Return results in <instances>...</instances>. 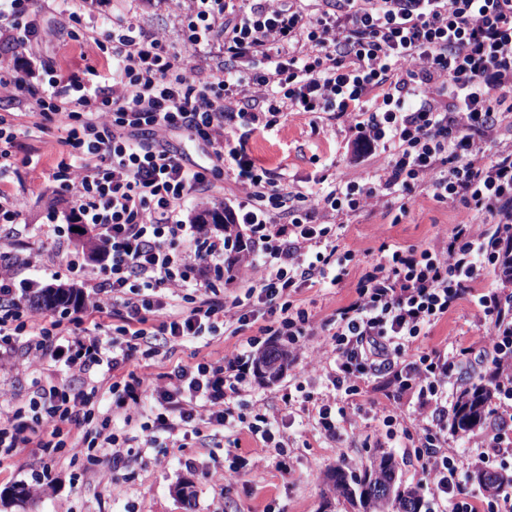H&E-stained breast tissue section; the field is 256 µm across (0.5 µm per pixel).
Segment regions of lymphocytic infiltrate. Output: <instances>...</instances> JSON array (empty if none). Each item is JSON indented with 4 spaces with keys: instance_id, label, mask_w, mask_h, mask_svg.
Instances as JSON below:
<instances>
[{
    "instance_id": "lymphocytic-infiltrate-1",
    "label": "lymphocytic infiltrate",
    "mask_w": 512,
    "mask_h": 512,
    "mask_svg": "<svg viewBox=\"0 0 512 512\" xmlns=\"http://www.w3.org/2000/svg\"><path fill=\"white\" fill-rule=\"evenodd\" d=\"M36 0H0V43L23 66L0 88L31 101L30 124L0 116V179L31 165L30 138L57 132L67 156L51 180L69 203L64 224L26 242L25 203L0 189V369L61 364L72 381L41 389L29 408L0 400V455L52 448L69 432L73 450L108 448L112 483L129 453L107 429L142 407L153 415L145 444L166 436L185 447L202 429L274 438L273 415L248 406L260 342L322 350L328 392L285 394L286 408L311 404V426L341 437L370 406L378 439L413 448L428 498L424 512H512V483L477 497L462 456L448 451L450 390L462 374L493 377L499 402H512V292L480 283L512 247V146L498 140L512 114V0H190L181 41L132 24L95 26L81 40L112 60V83L86 88L31 64L44 39ZM224 57L218 74L196 76L202 54ZM349 117L350 146L375 159V181L340 173L310 190L290 189L257 164L246 144L272 131L285 110ZM200 142L204 163H186L170 138ZM232 174L245 193L229 208L225 232L186 222L183 203ZM455 214L449 236L417 249L387 250L367 264L355 296L322 326L296 302L305 285L342 282L354 251L340 253L336 214L380 205L406 212L416 190ZM93 232L99 255L72 251L67 229ZM57 260L54 279L79 281L76 313L48 317L26 299L41 291L27 270ZM236 272L241 292L224 293ZM483 314L472 345L420 348L419 339L460 302ZM259 335L223 363L153 372L136 365L142 343L170 353L190 339ZM112 393L110 414L98 395ZM383 400H367V391ZM275 439V438H274ZM474 464L512 458V422L469 436Z\"/></svg>"
}]
</instances>
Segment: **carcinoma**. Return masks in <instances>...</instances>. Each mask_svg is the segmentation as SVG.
<instances>
[{"instance_id":"cac0c4a2","label":"carcinoma","mask_w":512,"mask_h":512,"mask_svg":"<svg viewBox=\"0 0 512 512\" xmlns=\"http://www.w3.org/2000/svg\"><path fill=\"white\" fill-rule=\"evenodd\" d=\"M78 301L74 288H47L34 297L36 306L45 311ZM256 364L266 374H279L288 365V353L283 349L263 350ZM495 390L493 380H481L465 389L456 401L453 414L454 430L462 435L490 424L488 405ZM398 462L388 453H378L367 462L341 465L330 475L329 494L341 497L351 505H360L362 512H421L422 495L418 487L397 483ZM471 480L490 492L502 481L497 474L477 472Z\"/></svg>"}]
</instances>
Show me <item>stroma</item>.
<instances>
[{
    "label": "stroma",
    "instance_id": "35a3bbf8",
    "mask_svg": "<svg viewBox=\"0 0 512 512\" xmlns=\"http://www.w3.org/2000/svg\"><path fill=\"white\" fill-rule=\"evenodd\" d=\"M186 7V0H108L104 7L95 0H77L74 12L46 13L45 21L55 34L42 42L37 54L53 60L60 78L89 77L94 84L106 86L112 76L104 58L84 57L79 45L82 26L91 16L134 22L176 45ZM347 139L346 119L322 122L311 114L292 112L278 130L254 137L250 147L290 185L306 191L318 180L330 182L343 172L362 184L371 181L374 164L355 161L347 150ZM35 147L41 155L37 167L23 168L21 178H8L5 188L24 198L27 223L48 224L63 211L46 188L62 148L50 138L41 139ZM336 221L342 226L341 250L375 252L384 243L406 250L428 242L448 231L454 215L421 193L398 221L381 208L340 214ZM361 267V262H349V274L339 286L325 289L313 284L300 290L297 301L315 324L325 323L336 306L350 298ZM478 320L474 306L462 305L423 344L433 347L449 340L468 346L475 338ZM239 342L236 336H202L173 354L155 357L153 363L157 370L168 371L179 364L220 362L225 351ZM315 358V353H305L273 380L252 378L248 401L275 412L283 409L284 394L296 384L318 395L325 393V378L312 367ZM65 379V373L43 368L0 376V386L24 407L38 387ZM149 419L144 409L131 421L111 423V432L132 446L134 455L109 485L96 478L97 471L108 465L101 448L86 449L77 457L66 448L48 452L31 448L5 459L0 463V491L22 486L31 495L25 508L0 504V512H353L346 502L324 497L327 475L339 464L366 461L377 447L375 422L367 413L361 414L357 428H343L337 441L323 438L307 423L291 422L288 446L281 453L246 435L239 449L229 451L223 431L211 428L203 429L188 448H174L163 440L148 447L141 426ZM236 457L243 463L237 484L220 486L204 477L205 469L230 464Z\"/></svg>",
    "mask_w": 512,
    "mask_h": 512
}]
</instances>
